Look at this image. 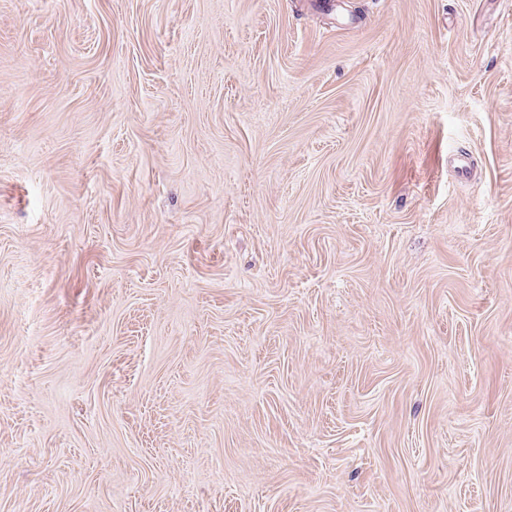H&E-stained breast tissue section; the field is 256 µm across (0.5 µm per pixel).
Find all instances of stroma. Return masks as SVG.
<instances>
[{
  "instance_id": "stroma-1",
  "label": "stroma",
  "mask_w": 512,
  "mask_h": 512,
  "mask_svg": "<svg viewBox=\"0 0 512 512\" xmlns=\"http://www.w3.org/2000/svg\"><path fill=\"white\" fill-rule=\"evenodd\" d=\"M0 512H512V0H0Z\"/></svg>"
}]
</instances>
